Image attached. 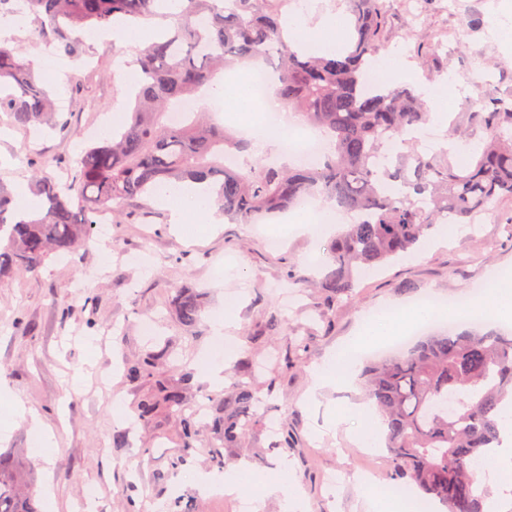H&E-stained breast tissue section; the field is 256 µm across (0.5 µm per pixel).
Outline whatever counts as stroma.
<instances>
[{"label": "stroma", "mask_w": 512, "mask_h": 512, "mask_svg": "<svg viewBox=\"0 0 512 512\" xmlns=\"http://www.w3.org/2000/svg\"><path fill=\"white\" fill-rule=\"evenodd\" d=\"M386 2L382 50L406 58L410 84L450 75L468 90L425 127L428 145L445 139L457 113L477 111L480 98L512 92V42L492 33L489 24L499 0ZM422 30L431 36L425 48L416 38ZM83 40L85 53L78 58L32 49L37 70L81 135H35L10 126L0 114V183L8 188L27 183L31 162L42 158L60 160L58 172L67 174L81 148L99 140L104 116L125 113L128 71L116 60L135 59L137 48L100 32L85 33ZM145 208L135 223L111 225L110 249L82 248L0 282V453L13 452L31 468L42 512H126L130 500L136 512H168L178 496L195 501L197 512H237V500L205 494L202 479L222 477L242 463L263 477L284 458L304 493V512H361L367 483L380 497L395 500L385 449L372 451L352 440L367 426L351 410L364 404L362 389L330 390L311 403L305 394L312 371L379 309L426 293L470 301L500 270L512 268V239L501 232L512 219V199L501 200L451 246L424 249L363 278L352 299L337 304L325 321L313 316L322 288L288 284L284 269L292 264L299 275L315 273V259L326 254V236L294 230L277 217L264 224H202L187 238L172 231L155 197L146 198ZM180 288L201 296L196 326H183L175 315L172 299ZM228 310L234 321L225 339L257 361L255 388L266 400L261 422L227 449L207 434L188 443L178 416L136 422L134 408L150 383H130L125 364L147 349L171 352L164 369L172 381L190 378L186 414L223 397V388L210 385L201 367L213 354L212 324ZM275 312L282 322L276 332H265ZM296 344L301 362L280 378L275 392H267L277 354ZM14 401L30 409L32 419L16 417ZM119 408L134 421L121 442L114 438L121 428ZM344 410L350 436L326 432L329 416ZM38 423L56 433L51 452L34 440ZM275 424L287 426L297 447H273ZM217 447L223 450L220 464L210 455ZM186 450L191 463L172 472L171 458ZM89 486L99 493L92 510L82 500Z\"/></svg>", "instance_id": "obj_1"}]
</instances>
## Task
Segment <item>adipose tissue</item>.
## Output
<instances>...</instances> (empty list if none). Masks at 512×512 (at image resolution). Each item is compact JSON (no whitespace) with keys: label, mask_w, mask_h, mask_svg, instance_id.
Instances as JSON below:
<instances>
[{"label":"adipose tissue","mask_w":512,"mask_h":512,"mask_svg":"<svg viewBox=\"0 0 512 512\" xmlns=\"http://www.w3.org/2000/svg\"><path fill=\"white\" fill-rule=\"evenodd\" d=\"M348 19L344 14L325 12L316 25H309L304 14L291 17L288 27L298 32L310 29L305 46L314 54L328 56L336 53L340 45L336 34L345 30ZM161 200L176 231L188 232L192 222L221 223L212 196L204 193L198 184H179L162 188ZM435 314L432 310L414 306H389L378 312L375 320L363 325L359 334L331 353L318 366L307 391L308 397H316L323 389L351 386L356 378L357 366L365 354L388 337L399 335L416 322H430ZM502 443L490 449L483 460L481 477L492 490L488 501L491 512H512V423L501 429Z\"/></svg>","instance_id":"adipose-tissue-1"}]
</instances>
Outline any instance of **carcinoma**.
Returning a JSON list of instances; mask_svg holds the SVG:
<instances>
[{
  "instance_id": "carcinoma-1",
  "label": "carcinoma",
  "mask_w": 512,
  "mask_h": 512,
  "mask_svg": "<svg viewBox=\"0 0 512 512\" xmlns=\"http://www.w3.org/2000/svg\"><path fill=\"white\" fill-rule=\"evenodd\" d=\"M33 35L0 47V112L17 128L48 127L78 133L54 112L45 82L29 59V46L52 44L77 57L82 32L128 21L161 20L166 35L137 54L147 78L129 95L133 107L110 138L85 147L75 175L62 182L44 159L32 175L43 208L25 218L12 191L0 184V280L33 272L50 255L66 256L95 236L103 210L112 219L138 218L141 199L155 188L190 180L207 184L224 216L253 224L285 213L302 197L322 195L355 218L327 245L321 279L324 319L351 298L365 271L422 245L441 224H471L504 198L512 199V94L479 100L478 112H460L452 134L483 132L460 166L442 148H418L414 133L432 113L411 86L395 79L372 82L370 65L382 49L385 0H348L350 26L343 51L315 56L289 36V0H20ZM263 60L272 68L277 101L309 125L327 132L333 152L316 167L270 165L251 158L252 141L206 118L200 104L216 77L235 63ZM192 99L196 108L180 124L168 109ZM180 322L195 326V293L177 291ZM161 351H146L126 367L136 382L155 378L136 420L184 412V388L158 374ZM232 395L212 431L234 441L256 421L261 400L252 386L253 360L243 352L227 371ZM367 398L382 419L391 486L447 512H485L476 462L500 441L512 419V336L497 330H450L423 336L376 361L363 375ZM0 512H38L32 486L7 455H0Z\"/></svg>"
}]
</instances>
